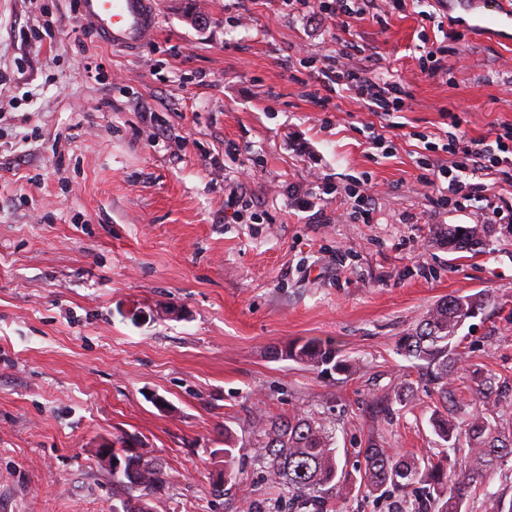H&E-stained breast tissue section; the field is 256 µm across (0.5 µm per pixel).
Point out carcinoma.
I'll return each mask as SVG.
<instances>
[{
	"instance_id": "carcinoma-1",
	"label": "carcinoma",
	"mask_w": 512,
	"mask_h": 512,
	"mask_svg": "<svg viewBox=\"0 0 512 512\" xmlns=\"http://www.w3.org/2000/svg\"><path fill=\"white\" fill-rule=\"evenodd\" d=\"M487 225L448 230V242L478 245ZM480 295L450 296L427 310L419 324L398 343L401 354L414 367L432 373L440 385L439 393L448 399V385L463 360L459 331L465 322L484 309ZM281 356L311 365L331 366L339 374L352 367L336 358V351L317 341L288 345ZM434 433L449 442L454 424L448 415L437 413L432 419ZM327 422L295 413L268 420L253 450L266 468L270 480L295 498L314 501L325 488L340 486L337 449L332 447ZM119 466L112 470L113 484L120 490V505L112 512H151L153 500L171 479L155 457L111 448ZM512 460V440L499 438L497 428L481 411L472 414L467 430V453L452 459L447 453L421 461L411 455L394 456L384 448L363 450V480L367 490L382 489L401 493L421 485L436 503V512H467L466 504L494 470Z\"/></svg>"
}]
</instances>
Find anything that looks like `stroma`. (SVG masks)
<instances>
[{"label":"stroma","mask_w":512,"mask_h":512,"mask_svg":"<svg viewBox=\"0 0 512 512\" xmlns=\"http://www.w3.org/2000/svg\"><path fill=\"white\" fill-rule=\"evenodd\" d=\"M157 4V39L127 54L76 0H0V512H112L95 449L121 436L171 475L156 512H434L418 486L369 492L359 453L443 452L439 388L397 345L451 295L487 297L460 331L456 433L479 407L512 437V223L475 246L442 236L511 205L512 170L445 205L420 183L427 142L512 125V38L463 24L446 38L425 18L436 0L377 21L317 0ZM425 42L450 82L424 73ZM344 53L402 75L403 111H368L332 83ZM317 186L298 211L292 189ZM310 339L356 373L281 357ZM295 412L330 422L343 469L342 489L310 506L251 450L270 417ZM228 436L236 479L222 485Z\"/></svg>","instance_id":"1"}]
</instances>
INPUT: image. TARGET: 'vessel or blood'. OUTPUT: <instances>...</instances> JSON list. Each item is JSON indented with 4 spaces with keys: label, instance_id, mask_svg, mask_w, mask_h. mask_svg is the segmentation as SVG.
I'll return each mask as SVG.
<instances>
[{
    "label": "vessel or blood",
    "instance_id": "b4317fda",
    "mask_svg": "<svg viewBox=\"0 0 512 512\" xmlns=\"http://www.w3.org/2000/svg\"><path fill=\"white\" fill-rule=\"evenodd\" d=\"M83 21L112 47L136 52L153 42L159 32L155 0H79ZM468 27L497 33L512 28V10H479L468 15Z\"/></svg>",
    "mask_w": 512,
    "mask_h": 512
}]
</instances>
